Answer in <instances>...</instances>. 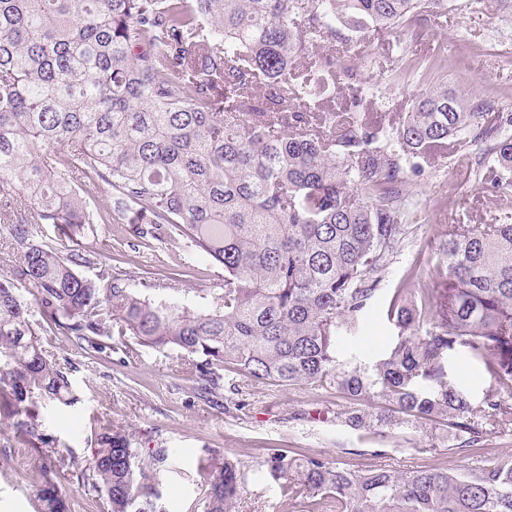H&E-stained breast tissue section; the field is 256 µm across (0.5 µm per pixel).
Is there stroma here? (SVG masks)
Returning a JSON list of instances; mask_svg holds the SVG:
<instances>
[{
  "instance_id": "35a3bbf8",
  "label": "stroma",
  "mask_w": 512,
  "mask_h": 512,
  "mask_svg": "<svg viewBox=\"0 0 512 512\" xmlns=\"http://www.w3.org/2000/svg\"><path fill=\"white\" fill-rule=\"evenodd\" d=\"M438 46L445 59L433 74L435 80L456 93L490 101L493 111L512 113V16L497 11L494 0H485L478 10L471 9L469 0H448L442 25L416 27L406 48H399L385 31L371 34L356 48L355 81L367 90L375 121L389 125L395 113L407 111L417 90L409 82L392 86L385 80L400 51L420 56ZM484 150L481 144L471 146L411 175L409 189L422 219L409 225L402 251L383 271L379 289L358 322L355 344H341L339 359L367 365L394 342L397 330L385 320L383 308L406 279L428 288L433 304L442 302L445 286L433 268L441 259L440 244L449 225L512 224V199L494 197L472 168ZM78 243L97 259L85 276L96 277L106 268L115 282L129 288L148 279L158 299L195 304L206 289L221 287L224 280L222 266L205 255L162 243L141 244L129 224L91 225ZM41 343L70 365L72 389L79 398L72 407L47 404L45 430L84 464L91 458L94 434L107 425L135 433L138 447L168 449L159 485L165 512H203L196 466L210 453L241 463L242 512H289L277 483L259 466L261 457L279 448L327 456L350 468L401 471H465L512 453L510 430H493L479 446L463 451L431 443L419 431L381 437L355 430L341 418L345 402L333 390L251 386L228 372L218 385L209 386L182 369L175 354L135 348L119 337L113 338L107 354L81 349L51 332L42 335ZM445 368L472 403L481 405L492 386L484 364L460 353ZM7 438L0 431V512H35L41 472L30 451L8 444Z\"/></svg>"
}]
</instances>
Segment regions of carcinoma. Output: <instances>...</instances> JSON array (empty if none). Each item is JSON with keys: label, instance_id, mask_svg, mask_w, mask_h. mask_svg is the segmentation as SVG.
Returning <instances> with one entry per match:
<instances>
[{"label": "carcinoma", "instance_id": "1", "mask_svg": "<svg viewBox=\"0 0 512 512\" xmlns=\"http://www.w3.org/2000/svg\"><path fill=\"white\" fill-rule=\"evenodd\" d=\"M447 0H0V423L42 462L41 512H69L52 473L67 469L107 497L111 512H165L157 486L169 449L133 446L117 426L96 434L86 465L43 427L41 408L73 406L66 368L43 332L86 350L112 337L171 349L199 379L220 371L276 388L321 387L347 407V426L375 434L430 427L455 448L487 427H512V224H450L442 243L444 305L427 289L394 291L384 315L398 334L370 366L337 360L380 272L402 247L418 205L407 172L454 144L491 143L478 170L512 196V113L485 112L429 80L438 50L390 69L419 75L408 111L385 128L367 98L343 94L345 59L310 53L350 33L403 41ZM342 23L345 29L336 27ZM109 193V219L138 238L201 253L224 287L200 309L127 288L81 248L59 250L38 224L98 223L91 191ZM33 286L40 319L15 283ZM493 386L474 409L448 379L459 349ZM261 467L303 512H512V454L461 473L349 468L288 449ZM205 512H238L240 466L207 457L197 470Z\"/></svg>", "mask_w": 512, "mask_h": 512}]
</instances>
